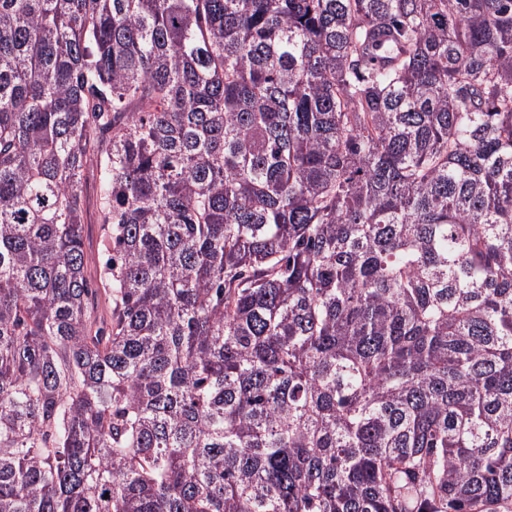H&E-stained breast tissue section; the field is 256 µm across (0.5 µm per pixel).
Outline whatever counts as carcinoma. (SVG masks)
Segmentation results:
<instances>
[{
  "instance_id": "cac0c4a2",
  "label": "carcinoma",
  "mask_w": 512,
  "mask_h": 512,
  "mask_svg": "<svg viewBox=\"0 0 512 512\" xmlns=\"http://www.w3.org/2000/svg\"><path fill=\"white\" fill-rule=\"evenodd\" d=\"M505 507L512 0H0V512ZM98 181L91 178L88 180L85 194L84 205V224H85V248L87 252L95 258L87 268V276L94 281L95 287L104 288L98 279L99 263L97 260L98 250L100 249V241L104 234V226L101 224L100 213L98 208Z\"/></svg>"
}]
</instances>
